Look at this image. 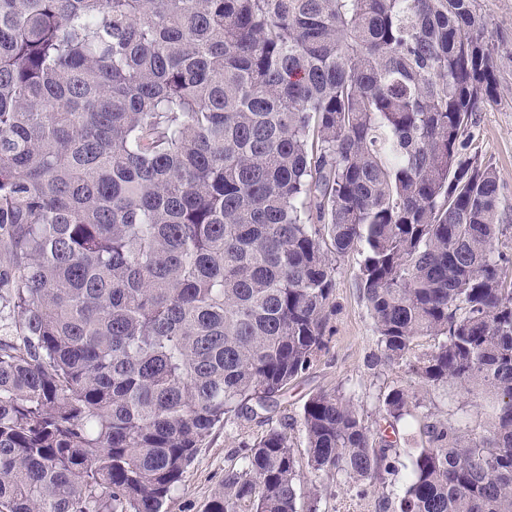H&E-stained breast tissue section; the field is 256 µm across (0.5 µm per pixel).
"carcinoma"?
Returning a JSON list of instances; mask_svg holds the SVG:
<instances>
[{
	"label": "carcinoma",
	"instance_id": "1",
	"mask_svg": "<svg viewBox=\"0 0 512 512\" xmlns=\"http://www.w3.org/2000/svg\"><path fill=\"white\" fill-rule=\"evenodd\" d=\"M478 0H0V512H162L218 425L325 346L336 254L392 388L429 411L391 512H512V259L470 152L499 61ZM434 341L416 353L418 338ZM308 464L357 487L400 452L353 401L303 406ZM206 512H299L269 426ZM486 400L484 398H464L456 384L440 386L433 390L431 400L426 406L417 410L421 415L427 410L436 411L449 420L458 422L463 426L477 427L480 420L485 419Z\"/></svg>",
	"mask_w": 512,
	"mask_h": 512
}]
</instances>
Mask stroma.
<instances>
[{
  "label": "stroma",
  "mask_w": 512,
  "mask_h": 512,
  "mask_svg": "<svg viewBox=\"0 0 512 512\" xmlns=\"http://www.w3.org/2000/svg\"><path fill=\"white\" fill-rule=\"evenodd\" d=\"M500 58L496 73L499 94L474 118L471 149L500 174L499 212L504 232L495 243L497 252L512 258V0H480ZM334 290L327 310L326 345L311 367L279 397L268 420L235 417L216 426L202 442L181 483L166 501L163 512H205L209 500L224 482V471L237 464L236 453L253 442L267 425L286 428L290 444L301 461L302 487H314L318 512H383L385 494L402 492L404 474L388 477L385 486L358 494L347 483L317 477L306 466V437L301 425L303 405L319 392L338 391L350 397L367 423L378 420L377 398L394 387L406 388L414 377L402 363L375 364L377 333L358 288L360 257L350 253L333 257ZM449 420L467 427L485 417L484 398H464L455 384L433 390L426 403Z\"/></svg>",
  "instance_id": "35a3bbf8"
}]
</instances>
